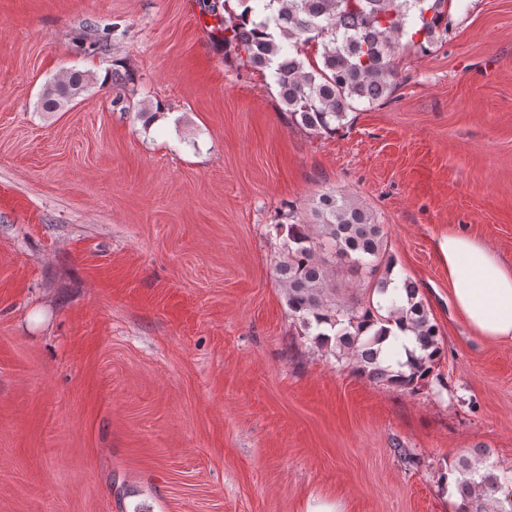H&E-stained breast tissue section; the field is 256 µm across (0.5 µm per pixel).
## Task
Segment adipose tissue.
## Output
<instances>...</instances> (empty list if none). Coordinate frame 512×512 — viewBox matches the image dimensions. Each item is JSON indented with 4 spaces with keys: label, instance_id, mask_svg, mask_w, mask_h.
Here are the masks:
<instances>
[{
    "label": "adipose tissue",
    "instance_id": "1",
    "mask_svg": "<svg viewBox=\"0 0 512 512\" xmlns=\"http://www.w3.org/2000/svg\"><path fill=\"white\" fill-rule=\"evenodd\" d=\"M438 251L455 305L469 326L492 339H512V265L483 241L461 233L442 236Z\"/></svg>",
    "mask_w": 512,
    "mask_h": 512
}]
</instances>
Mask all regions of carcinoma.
I'll return each instance as SVG.
<instances>
[{"label":"carcinoma","instance_id":"carcinoma-1","mask_svg":"<svg viewBox=\"0 0 512 512\" xmlns=\"http://www.w3.org/2000/svg\"><path fill=\"white\" fill-rule=\"evenodd\" d=\"M452 0H199L205 24L246 68L271 70L282 111L296 125L332 135L355 105H380L393 94L402 39L420 52L443 43L453 24ZM312 43L316 56L303 46ZM91 79L71 71L44 85L40 106L59 112L89 91ZM317 222L305 224L289 206L276 225L275 261L289 315L318 348L375 384L415 393L443 386L435 374L444 345L420 288L395 271L383 225L345 195L319 197ZM346 270L367 280V295H338ZM413 334L416 349L399 358L386 348L388 326ZM463 455L448 467L464 501L460 512H512V470Z\"/></svg>","mask_w":512,"mask_h":512}]
</instances>
